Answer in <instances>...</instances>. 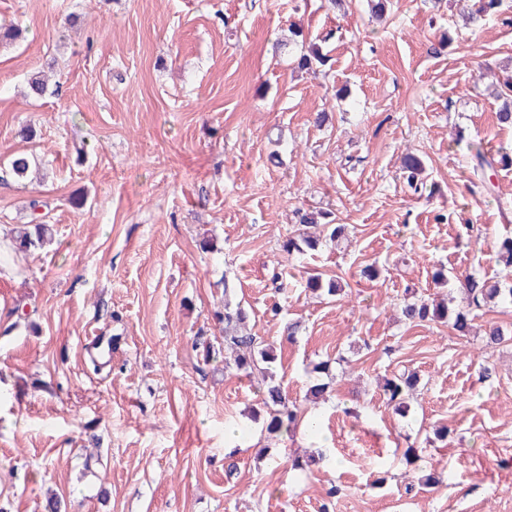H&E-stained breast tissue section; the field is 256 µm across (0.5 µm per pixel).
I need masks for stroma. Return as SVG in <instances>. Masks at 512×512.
Segmentation results:
<instances>
[{
	"label": "stroma",
	"instance_id": "35a3bbf8",
	"mask_svg": "<svg viewBox=\"0 0 512 512\" xmlns=\"http://www.w3.org/2000/svg\"><path fill=\"white\" fill-rule=\"evenodd\" d=\"M468 2L393 0L378 21L367 0H0V23L28 30L0 46V163H41L35 181L0 180V227L39 199L54 232L0 271V512H44L52 493L66 512H321L334 485V512H512V340L483 338L489 322L512 331V306L468 336L398 312L407 291L441 295L436 268L499 277L496 242L512 236V168L489 191L471 167L476 148L512 153L492 84L512 68V0L469 25ZM292 24L329 35L317 73L274 55ZM47 66L57 93L25 97ZM409 151L427 160L419 197L400 173ZM302 206L333 210L348 241L288 256ZM317 274L343 297L316 298ZM228 295L319 434L269 436L253 382L202 364ZM291 319L303 330L288 344ZM339 356L329 400L306 401L312 365ZM406 368L420 385L403 419L376 380ZM412 437L420 462H395ZM317 452L343 463L292 469ZM425 465L437 488L418 484Z\"/></svg>",
	"mask_w": 512,
	"mask_h": 512
}]
</instances>
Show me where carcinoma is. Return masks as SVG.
I'll use <instances>...</instances> for the list:
<instances>
[{"label":"carcinoma","mask_w":512,"mask_h":512,"mask_svg":"<svg viewBox=\"0 0 512 512\" xmlns=\"http://www.w3.org/2000/svg\"><path fill=\"white\" fill-rule=\"evenodd\" d=\"M24 39L23 29L17 25L0 26V46L14 44ZM325 55L319 44L312 42L306 50L300 51L296 56V67L300 70L311 69L323 65ZM27 84L30 94L42 97L48 92L44 75L40 71H33L27 75ZM502 84L508 92L503 104L497 112V119L503 124H512V72L507 73ZM472 169L475 174H483L502 164L494 154L487 155L476 150L472 157ZM36 164L34 157L26 152L14 154L8 161L5 172L17 181L27 179L32 166ZM426 173L425 162L422 157L407 153L403 158V178L408 186L417 193L421 190ZM42 207L40 201H30V220L26 228L10 237L9 249L11 252L28 253L42 248L51 238L52 229L46 223L45 215L39 213ZM295 218L298 228L288 234L282 242V250L290 256L305 257L310 251L316 250L319 239L305 232L307 227L320 225L325 232V241L330 244H339L346 237L347 227L337 224L326 211H309L304 208L295 209ZM496 261L501 266L500 279L489 281L476 275H469L461 282L466 295V307L455 309L446 302L430 303L424 299L410 296L404 299L401 314L405 320L415 323L424 321H442L450 324L458 334L465 336L472 328V321L479 317L478 311L497 304L512 305V237L503 239L496 252ZM305 288L314 293H322L328 297H335L342 291L338 280L334 278L322 279L311 276L307 279ZM249 313L246 308L237 303L224 301V314L220 321L224 323V371H234L239 376L249 379L254 374L262 376L257 387L258 401L266 409L267 423L265 431L269 434L290 433L309 420L310 430L318 428L317 418H306L300 406L288 401L280 383L276 382V374L272 369L276 357L273 347L264 343V340L246 326ZM317 377L308 388V394L318 398L327 392L329 384L324 382L322 376L331 372V362L323 361L314 366ZM419 384L416 372L405 370L391 378H386L380 385L382 395L387 405L401 415L406 416L409 400L413 397Z\"/></svg>","instance_id":"1"}]
</instances>
